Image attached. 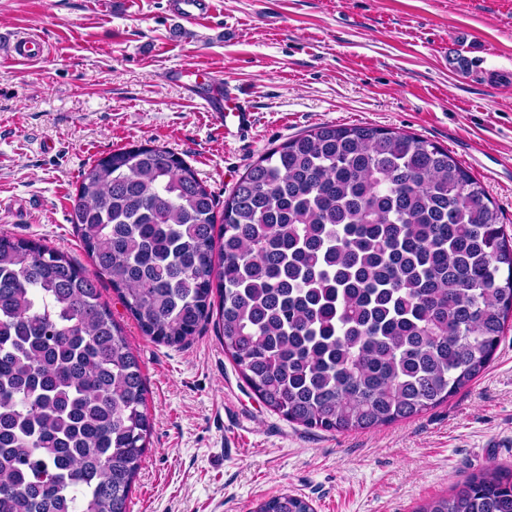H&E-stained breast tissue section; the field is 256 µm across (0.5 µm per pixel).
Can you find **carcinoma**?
I'll return each instance as SVG.
<instances>
[{
	"mask_svg": "<svg viewBox=\"0 0 512 512\" xmlns=\"http://www.w3.org/2000/svg\"><path fill=\"white\" fill-rule=\"evenodd\" d=\"M217 208L175 153L132 145L77 188L92 273L0 236V512H127L151 423L103 279L158 343L217 316L259 400L325 432L448 401L512 322V237L481 183L426 138L315 127L249 164ZM257 512L313 508L282 494ZM420 512H512V469L487 465Z\"/></svg>",
	"mask_w": 512,
	"mask_h": 512,
	"instance_id": "cac0c4a2",
	"label": "carcinoma"
}]
</instances>
